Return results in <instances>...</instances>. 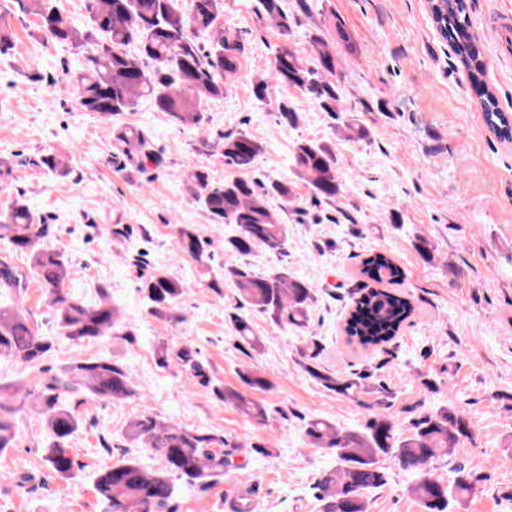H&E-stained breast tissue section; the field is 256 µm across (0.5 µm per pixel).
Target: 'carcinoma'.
Listing matches in <instances>:
<instances>
[{
	"instance_id": "cac0c4a2",
	"label": "carcinoma",
	"mask_w": 512,
	"mask_h": 512,
	"mask_svg": "<svg viewBox=\"0 0 512 512\" xmlns=\"http://www.w3.org/2000/svg\"><path fill=\"white\" fill-rule=\"evenodd\" d=\"M19 11L34 14L39 29H53V39L86 52L84 68L66 78L61 91L76 99L85 112L113 118L132 111L148 99L183 127L202 122L203 106L224 97L227 81L235 78L247 43L240 32L224 28L219 20L224 0H190L182 11L178 0H86L88 24L78 29L53 5V0H16ZM263 12L273 20L285 40L294 34L293 22L284 14L280 0H261ZM433 23L465 68L479 94L485 125L504 140L512 139V120L501 110L488 86L483 47L471 32L468 0H432ZM315 63L302 64L297 53L284 44L277 51L267 75L252 81L256 97L275 106L287 123L295 121L294 110L284 92L295 89L314 99L320 108L338 117L340 96L336 83L324 77L333 74L336 60L328 45L312 39ZM117 145L142 163L158 162L152 145L143 137L117 130ZM224 165L247 169L255 165L261 148L247 133H226L218 142ZM298 176L319 201L335 200L340 187V171L331 144L300 141L293 150ZM193 201L202 206L215 224H235L238 235L224 242L230 259L224 265V281L214 280L211 288L231 285L237 303L227 313L235 345L256 350L259 339L252 335L253 313L267 315L281 327L305 332L314 290L306 282L281 268L258 274L241 262L257 248L285 253L287 225L272 201L282 207L295 205L294 185L282 177L260 181L230 179L215 183L205 170L187 175ZM54 235L53 226L37 215L25 200L17 197L0 215V238L8 240L10 254L0 257V297L15 299L12 306L0 305V360L22 367L9 381L0 380V453L15 447L16 414L31 410L41 415L52 443L44 462L56 477L68 480L81 465L75 460L68 440L81 424L78 406L88 400L121 402L134 395L128 370L107 358L92 356L76 360L44 382L31 387L24 370L38 366L52 356L54 343L39 334L23 306L30 281L38 283L44 305L56 316L60 335L81 343L112 334L119 335L117 311L102 296L90 305L73 296L67 288L69 269L64 254L45 245ZM179 245L196 262L208 259L198 236L187 227L179 230ZM29 258L30 275L13 264L12 254ZM361 276L380 284H364L351 294V309L345 324L349 342L364 350L391 342L414 312L410 298L392 285L401 277L400 269L385 253H372L361 261ZM388 287H382V284ZM140 289L150 311L165 316L179 304L183 283L164 273L141 279ZM304 369L324 387L346 397L375 393L376 408L360 429L340 431L336 424L311 418L304 425L307 445L329 451L336 467L324 472L315 489L321 512H367V495L387 483L379 461L395 459L400 468L416 474L411 486L420 512H450L451 502H459L474 490L475 480L461 467L451 469L448 482L434 477L427 466L452 456L470 437L466 414L440 407L410 420L407 433L389 413V388L371 386V375L350 372L329 375L310 365ZM162 364L184 371L200 370L196 351L188 345L160 350ZM247 390L226 388L220 392L224 403L242 414L263 420L264 403L249 395L251 390L269 391L272 384L257 372L242 375ZM128 438L140 448H148L163 460L162 469L148 470L135 458H120L103 466L96 474L94 491L101 512H169L176 493L174 480L194 486H208L235 467L224 453V438L183 428L156 416L140 415L127 423Z\"/></svg>"
}]
</instances>
